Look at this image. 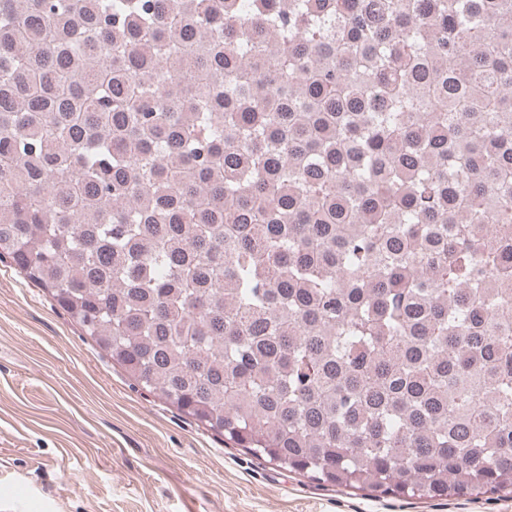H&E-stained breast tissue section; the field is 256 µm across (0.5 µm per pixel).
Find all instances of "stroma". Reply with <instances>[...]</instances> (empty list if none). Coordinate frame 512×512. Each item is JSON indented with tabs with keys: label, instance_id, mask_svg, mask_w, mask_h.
Returning <instances> with one entry per match:
<instances>
[{
	"label": "stroma",
	"instance_id": "35a3bbf8",
	"mask_svg": "<svg viewBox=\"0 0 512 512\" xmlns=\"http://www.w3.org/2000/svg\"><path fill=\"white\" fill-rule=\"evenodd\" d=\"M0 512H512V498H375L233 447L134 387L4 258Z\"/></svg>",
	"mask_w": 512,
	"mask_h": 512
}]
</instances>
